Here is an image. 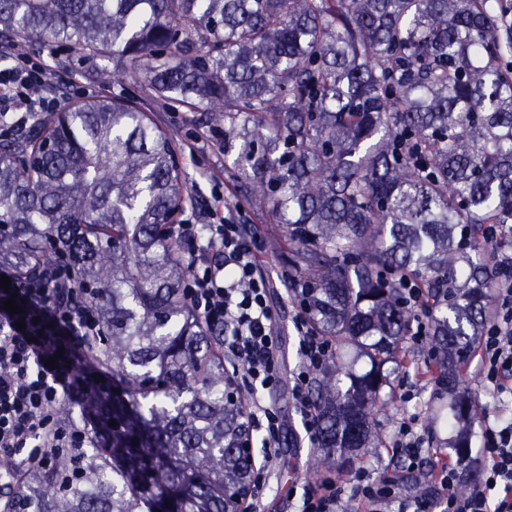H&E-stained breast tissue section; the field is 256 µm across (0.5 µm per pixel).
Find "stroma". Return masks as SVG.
I'll use <instances>...</instances> for the list:
<instances>
[{"mask_svg": "<svg viewBox=\"0 0 512 512\" xmlns=\"http://www.w3.org/2000/svg\"><path fill=\"white\" fill-rule=\"evenodd\" d=\"M30 57L49 64L60 84L76 82L89 86L93 95L103 93L115 97L133 99L149 108L156 125L172 133L180 145L178 161L185 173L187 194L197 208H205L213 200V188L224 178V156L213 150L207 143H200L196 152H188L184 144L189 136L199 132L202 122L199 114L190 112L180 104L156 97L148 93L142 80L124 74L123 63L118 59L87 58L73 53L68 44L46 45L33 42ZM118 70L119 75L109 84L103 85L91 80L95 70ZM287 280H275L269 293V302L276 310L284 348L282 381L262 393L263 399L271 404L283 420L281 448L276 473L270 482V490L265 500V512H296L300 497L307 488L316 487L329 470L312 471L311 463L315 455L314 443L305 433L299 417L292 406V381L290 376L297 365L298 338L292 327L296 309L286 296ZM408 352L407 362L399 368L388 369L389 384L382 392L390 404L386 412L378 414L377 435L369 447L358 452L357 465L365 469L370 477L382 479L388 459L386 444L394 432L396 423L408 414L420 415L418 430L428 438L444 439L447 429L432 424L431 413L441 387L436 381H419L416 371L424 367L428 360L421 346L405 342ZM415 392L411 402L400 398L402 388Z\"/></svg>", "mask_w": 512, "mask_h": 512, "instance_id": "35a3bbf8", "label": "stroma"}]
</instances>
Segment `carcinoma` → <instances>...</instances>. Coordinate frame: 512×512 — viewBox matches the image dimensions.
<instances>
[{
    "mask_svg": "<svg viewBox=\"0 0 512 512\" xmlns=\"http://www.w3.org/2000/svg\"><path fill=\"white\" fill-rule=\"evenodd\" d=\"M502 0H0V39L67 42L118 57L160 96L224 134V180L275 225L316 333L370 360L335 356L317 380L315 467L345 478L369 442L388 362L431 297L422 346L452 393L491 317L498 255L512 241V41ZM173 136L129 100L63 107L0 142V269L46 275L45 243L67 255L95 306L91 358L112 369L83 430L4 493L5 512H236L248 465L226 397L224 352L183 294L172 231L186 201ZM116 425H111V421ZM343 456L335 463V454Z\"/></svg>",
    "mask_w": 512,
    "mask_h": 512,
    "instance_id": "cac0c4a2",
    "label": "carcinoma"
}]
</instances>
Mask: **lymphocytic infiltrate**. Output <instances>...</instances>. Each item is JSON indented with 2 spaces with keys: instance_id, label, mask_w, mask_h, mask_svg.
<instances>
[{
  "instance_id": "lymphocytic-infiltrate-1",
  "label": "lymphocytic infiltrate",
  "mask_w": 512,
  "mask_h": 512,
  "mask_svg": "<svg viewBox=\"0 0 512 512\" xmlns=\"http://www.w3.org/2000/svg\"><path fill=\"white\" fill-rule=\"evenodd\" d=\"M0 140L15 137L41 122L43 115L69 96L49 65L15 54L0 42ZM223 195H215L207 210H192L177 225L189 276L184 290L188 304L208 325L222 328L224 360L249 395V415L262 447L265 471H273L279 456L282 422L258 390L282 379V358L276 315L268 301L273 272L262 270L254 245L240 224L226 216ZM502 274L496 282L495 312L479 343V379L500 393L512 394V251L499 257ZM18 294L24 304L12 314L4 303ZM70 267L52 269L49 278L12 280L0 287V457L10 478L50 459L58 448L70 447L77 431L58 420L64 396L75 393L77 381L89 369L85 337L97 324L92 306ZM298 337V364L292 376L294 409L306 429L316 415L309 394L314 376L332 360L331 344L318 336L307 313L293 320ZM416 417L398 422L392 448L410 464L422 456L433 460L434 481L445 495L404 497L391 479L374 481L365 471L355 474L353 487L326 479L308 490L299 512H512V420L483 421L482 477L461 484V467L439 448H426L416 429Z\"/></svg>"
}]
</instances>
